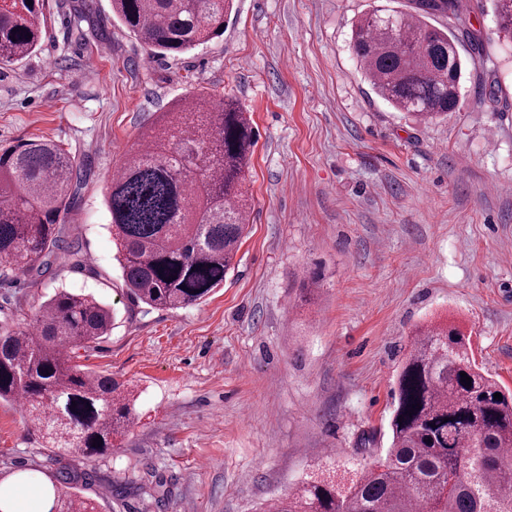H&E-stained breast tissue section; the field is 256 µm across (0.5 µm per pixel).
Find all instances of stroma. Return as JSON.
Segmentation results:
<instances>
[{"label": "stroma", "instance_id": "35a3bbf8", "mask_svg": "<svg viewBox=\"0 0 512 512\" xmlns=\"http://www.w3.org/2000/svg\"><path fill=\"white\" fill-rule=\"evenodd\" d=\"M112 0H44L48 33L0 72V148L48 139L83 162L66 223L86 264L59 257L40 282L0 283V332L56 289L117 312L74 362L134 387L137 424L112 454L45 449L25 413L0 402V484L30 512L28 469L94 473L99 512H255L327 449L336 476L386 433L391 387L413 326L446 315L512 389V42L493 0H467L432 26L456 34V112L419 124L373 91L350 49L373 0H234L224 33L149 58ZM236 100L257 134L252 212L235 269L206 302L132 303L103 192L145 127L193 89ZM152 483L156 496L144 494Z\"/></svg>", "mask_w": 512, "mask_h": 512}]
</instances>
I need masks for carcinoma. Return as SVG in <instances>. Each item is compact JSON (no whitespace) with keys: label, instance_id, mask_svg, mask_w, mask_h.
<instances>
[{"label":"carcinoma","instance_id":"carcinoma-1","mask_svg":"<svg viewBox=\"0 0 512 512\" xmlns=\"http://www.w3.org/2000/svg\"><path fill=\"white\" fill-rule=\"evenodd\" d=\"M411 2L410 10L373 8L355 23L351 47L375 94L426 124L455 111L461 95L459 38L428 22L457 12V0ZM494 7L512 38V0ZM232 8L233 0H112L113 16L154 58L221 36ZM45 36L40 0H0V68L37 52ZM255 140L237 102L197 92L125 154L104 203L133 302L181 309L224 284L250 216L243 181ZM80 178L81 163L56 143L29 140L0 151L1 278H43L59 251L84 264L62 235ZM114 322L112 308L93 295L61 289L0 334V401L24 398L28 421L59 453L101 457L138 418L127 385L69 355L110 335ZM410 344L394 381L388 446L364 434L366 457L347 481H336L329 455L330 466L274 499L273 512H512V391L479 367L471 337L458 328L428 321L415 326ZM95 438L102 444L93 446ZM84 476L63 468L20 480L40 488L35 512H95L78 488Z\"/></svg>","mask_w":512,"mask_h":512}]
</instances>
